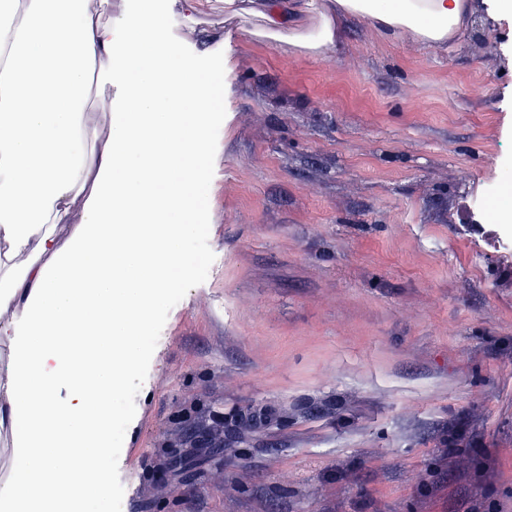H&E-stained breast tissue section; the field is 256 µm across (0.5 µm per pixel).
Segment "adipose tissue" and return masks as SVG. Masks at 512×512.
Segmentation results:
<instances>
[{
  "mask_svg": "<svg viewBox=\"0 0 512 512\" xmlns=\"http://www.w3.org/2000/svg\"><path fill=\"white\" fill-rule=\"evenodd\" d=\"M473 0H224L247 33L321 55L341 21L423 46ZM126 35L115 41L114 26ZM161 0H0V512H91L113 394L200 231L212 70L173 65ZM118 79L119 96L94 82Z\"/></svg>",
  "mask_w": 512,
  "mask_h": 512,
  "instance_id": "adipose-tissue-1",
  "label": "adipose tissue"
}]
</instances>
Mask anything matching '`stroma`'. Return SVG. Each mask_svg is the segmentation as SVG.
<instances>
[{
	"label": "stroma",
	"mask_w": 512,
	"mask_h": 512,
	"mask_svg": "<svg viewBox=\"0 0 512 512\" xmlns=\"http://www.w3.org/2000/svg\"><path fill=\"white\" fill-rule=\"evenodd\" d=\"M206 231L125 387L113 512H512V26L428 48L344 21L317 57L224 0ZM192 466L172 470L169 450Z\"/></svg>",
	"instance_id": "1"
}]
</instances>
